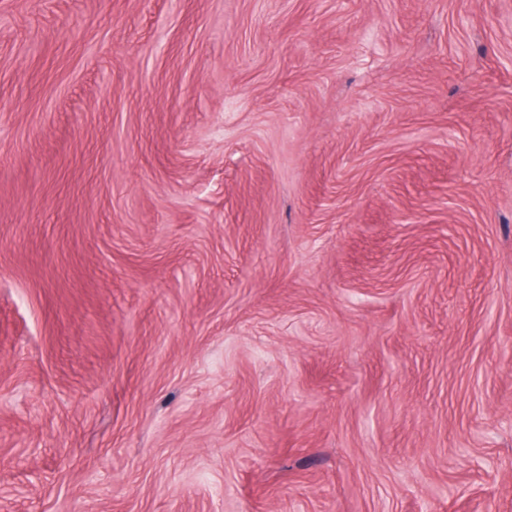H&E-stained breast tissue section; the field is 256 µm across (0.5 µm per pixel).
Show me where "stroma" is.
<instances>
[{"mask_svg": "<svg viewBox=\"0 0 512 512\" xmlns=\"http://www.w3.org/2000/svg\"><path fill=\"white\" fill-rule=\"evenodd\" d=\"M0 512H512V0H0Z\"/></svg>", "mask_w": 512, "mask_h": 512, "instance_id": "obj_1", "label": "stroma"}]
</instances>
